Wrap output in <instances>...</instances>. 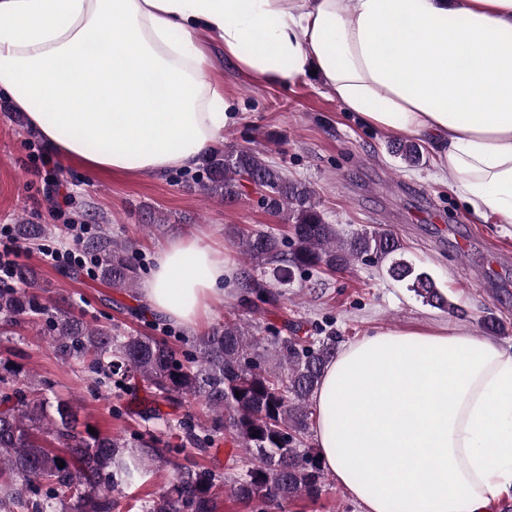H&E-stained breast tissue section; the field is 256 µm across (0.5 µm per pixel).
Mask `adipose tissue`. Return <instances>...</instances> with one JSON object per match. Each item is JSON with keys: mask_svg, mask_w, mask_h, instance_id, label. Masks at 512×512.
<instances>
[{"mask_svg": "<svg viewBox=\"0 0 512 512\" xmlns=\"http://www.w3.org/2000/svg\"><path fill=\"white\" fill-rule=\"evenodd\" d=\"M204 35L255 81L318 75L361 123L427 140L472 221L512 224V0H0V91L86 168L191 169L238 121ZM237 286L234 255L191 236L141 292L195 328ZM312 402L322 465L363 512H494L512 495V351L492 339L376 330Z\"/></svg>", "mask_w": 512, "mask_h": 512, "instance_id": "1", "label": "adipose tissue"}]
</instances>
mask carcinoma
I'll return each mask as SVG.
<instances>
[{
	"mask_svg": "<svg viewBox=\"0 0 512 512\" xmlns=\"http://www.w3.org/2000/svg\"><path fill=\"white\" fill-rule=\"evenodd\" d=\"M407 166L422 162L421 145L391 144ZM209 196L226 203L255 183L266 210L290 226V234L254 230L238 237L249 272L243 275L241 302L278 303L281 292L305 271L338 272L364 259L387 263L386 272L406 284L422 302L455 313L437 279L405 258L398 238L381 232L342 234L326 221L314 192L288 177L252 147L215 149L204 160ZM46 224H18L24 241L44 237ZM110 288L136 287L140 266L136 250L112 236L104 224L82 243ZM18 288H0V335L11 336L37 317L45 319L51 345L65 362L94 377L97 388L123 389L137 382L155 404L187 398L203 401L213 413L209 426L178 424L180 444L154 435L118 438L88 431L72 401L49 396V383L7 368L0 372V512H114L112 492L147 481L153 467L172 466L169 488L142 512H216L217 490L247 504L284 510L302 497L316 499L325 474L319 458L304 448L310 424V398L325 366L336 357V337L273 336L262 346L249 327L227 320L193 338L177 353L164 339L123 335L112 326L83 320L71 308L37 294L34 272L20 266ZM241 450L236 473L180 464L169 454L186 446L206 453L223 438ZM64 461V467L58 461Z\"/></svg>",
	"mask_w": 512,
	"mask_h": 512,
	"instance_id": "cac0c4a2",
	"label": "carcinoma"
}]
</instances>
